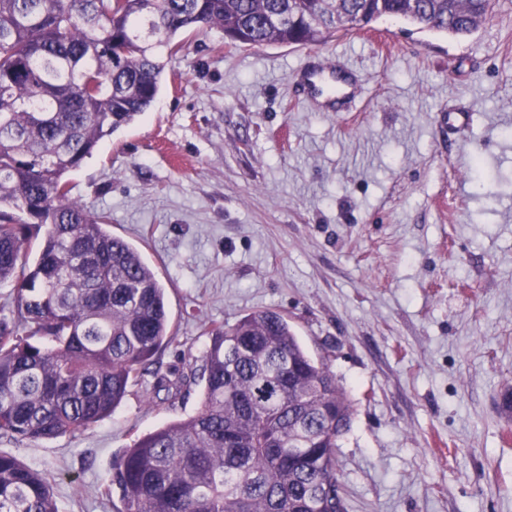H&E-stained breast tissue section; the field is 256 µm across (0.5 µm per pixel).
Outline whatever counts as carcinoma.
<instances>
[{
  "label": "carcinoma",
  "mask_w": 512,
  "mask_h": 512,
  "mask_svg": "<svg viewBox=\"0 0 512 512\" xmlns=\"http://www.w3.org/2000/svg\"><path fill=\"white\" fill-rule=\"evenodd\" d=\"M494 0H0V436H75L171 342L165 288L68 174L157 99L187 31L310 46L382 17L456 37ZM41 234L29 257L32 234ZM199 411L138 438L107 493L125 512H336L354 407L273 310L209 330ZM0 512H59L49 480L0 453Z\"/></svg>",
  "instance_id": "carcinoma-1"
}]
</instances>
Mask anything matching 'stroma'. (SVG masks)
Here are the masks:
<instances>
[{
    "label": "stroma",
    "mask_w": 512,
    "mask_h": 512,
    "mask_svg": "<svg viewBox=\"0 0 512 512\" xmlns=\"http://www.w3.org/2000/svg\"><path fill=\"white\" fill-rule=\"evenodd\" d=\"M181 41L150 110L70 176L156 271L173 339L111 416L0 452L61 512H123L113 461L200 409L206 329L275 310L354 403L347 512H512V0L463 39L384 17L312 49ZM311 52L354 69L355 111L298 98Z\"/></svg>",
    "instance_id": "1"
}]
</instances>
